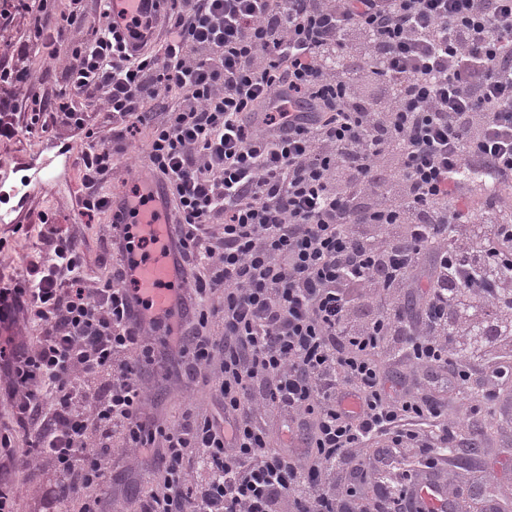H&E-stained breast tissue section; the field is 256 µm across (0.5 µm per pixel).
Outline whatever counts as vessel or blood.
<instances>
[{
  "label": "vessel or blood",
  "instance_id": "b4317fda",
  "mask_svg": "<svg viewBox=\"0 0 512 512\" xmlns=\"http://www.w3.org/2000/svg\"><path fill=\"white\" fill-rule=\"evenodd\" d=\"M112 220L130 224L145 242L125 262V283L135 289L139 300L132 303L128 322L148 327L161 320L177 326L193 315L184 300L188 286L181 260L179 235L169 217L163 187L138 182L136 192H120L112 199ZM416 496L423 512H444L446 501L435 486H419Z\"/></svg>",
  "mask_w": 512,
  "mask_h": 512
}]
</instances>
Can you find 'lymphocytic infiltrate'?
<instances>
[{
	"mask_svg": "<svg viewBox=\"0 0 512 512\" xmlns=\"http://www.w3.org/2000/svg\"><path fill=\"white\" fill-rule=\"evenodd\" d=\"M17 18L0 145L78 135L92 221L148 130L197 306L176 350L219 405L149 418L164 353L127 325L122 269L91 276L39 211L37 248L0 272L33 503L108 512L92 490L121 453L161 463L135 512H348L356 492L361 512H406L424 481L457 507L440 395L494 401L512 377V0H173L126 35L110 0H0ZM62 55L32 90L30 58ZM375 441L428 457L378 489Z\"/></svg>",
	"mask_w": 512,
	"mask_h": 512,
	"instance_id": "lymphocytic-infiltrate-1",
	"label": "lymphocytic infiltrate"
}]
</instances>
